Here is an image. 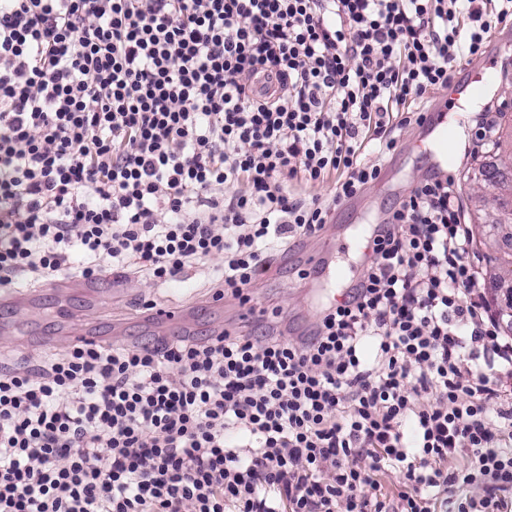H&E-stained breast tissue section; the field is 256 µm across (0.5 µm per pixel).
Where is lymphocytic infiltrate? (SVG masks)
Returning a JSON list of instances; mask_svg holds the SVG:
<instances>
[{
  "mask_svg": "<svg viewBox=\"0 0 512 512\" xmlns=\"http://www.w3.org/2000/svg\"><path fill=\"white\" fill-rule=\"evenodd\" d=\"M511 18L512 0H0V288L204 267L243 298ZM327 181L332 199L302 195ZM473 250L453 179H427L312 336L0 367V512H504L512 336Z\"/></svg>",
  "mask_w": 512,
  "mask_h": 512,
  "instance_id": "f902f5d3",
  "label": "lymphocytic infiltrate"
}]
</instances>
